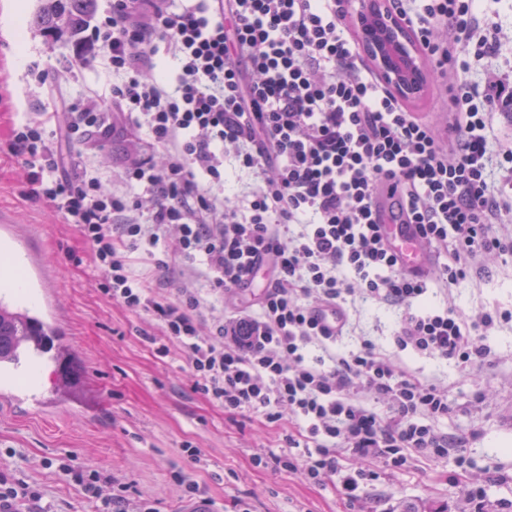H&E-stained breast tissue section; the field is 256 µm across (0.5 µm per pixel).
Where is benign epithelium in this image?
Here are the masks:
<instances>
[{
  "label": "benign epithelium",
  "mask_w": 512,
  "mask_h": 512,
  "mask_svg": "<svg viewBox=\"0 0 512 512\" xmlns=\"http://www.w3.org/2000/svg\"><path fill=\"white\" fill-rule=\"evenodd\" d=\"M371 20L363 31L362 50L381 71L392 91L406 100L421 96L429 80L419 46L387 0H360Z\"/></svg>",
  "instance_id": "1"
}]
</instances>
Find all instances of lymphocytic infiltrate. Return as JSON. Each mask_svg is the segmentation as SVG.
Here are the masks:
<instances>
[{
    "mask_svg": "<svg viewBox=\"0 0 512 512\" xmlns=\"http://www.w3.org/2000/svg\"><path fill=\"white\" fill-rule=\"evenodd\" d=\"M350 0H111L92 26L113 77L51 113L49 123L12 131L35 196L77 225L105 281V294L152 316L158 354L184 350L193 389L225 414L269 424L291 416L281 455L256 464L302 470L313 484L338 480L350 497L370 480L356 457L402 469L420 454L453 449L435 423L451 410L436 382L402 362L440 357L463 371L488 363L484 342L505 312L467 314L424 305L433 285L465 280L475 265L512 256V139L495 115L512 100V75L492 62L512 43L490 0H390L413 30L439 93L437 112L407 108L365 63L346 19ZM166 48L176 85L155 73ZM480 80H472L475 64ZM150 149L105 184L95 169L65 173L60 140L109 137L112 113ZM252 179L242 201L226 198V160ZM498 165L504 184L492 181ZM387 194L435 258L408 274L374 217ZM156 269L180 261L188 280L177 299L137 270L132 252ZM263 283L257 315L236 312L239 291ZM402 308L394 353L363 340L337 354L348 300ZM338 314L337 329L314 315ZM60 471L100 499L101 512H156L125 486L102 496L100 471ZM40 489L0 470V505L37 512Z\"/></svg>",
    "mask_w": 512,
    "mask_h": 512,
    "instance_id": "1",
    "label": "lymphocytic infiltrate"
}]
</instances>
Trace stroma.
Here are the masks:
<instances>
[{"mask_svg":"<svg viewBox=\"0 0 512 512\" xmlns=\"http://www.w3.org/2000/svg\"><path fill=\"white\" fill-rule=\"evenodd\" d=\"M28 28L22 46L0 33V219L23 236L25 249L39 254L57 282L64 313L65 343L71 353L68 377L99 394V409L86 415L69 406L47 416L33 408L0 402V468L38 486L44 512H98L54 465L60 457L112 475L131 497L152 502L157 512H177L185 497L175 479L187 473L204 488L218 512H467L464 485H486L488 512H512V320L487 336L489 365L469 372L438 357H406L408 367L448 391L451 411L436 423L439 431L465 441V465L456 458L414 455L403 470L382 460H351L352 468L374 474L360 498L340 497L333 483L315 485L300 471L255 466V455L281 453L278 432L256 422L233 420L223 407L192 388L180 347L169 343L158 355L145 333H157L152 317L113 303L75 225L64 223L27 182L22 156L10 148L12 128L86 95L105 93L107 77L100 57L75 65L72 43L33 30L40 0H15ZM38 62L49 81H62L57 98L28 95L30 62ZM74 78H65L68 69ZM136 133L127 128L97 143H62L70 174L94 164L108 183H116L126 150ZM430 302L450 303L471 314L485 308L512 312V258L498 260L443 289H431ZM354 330L338 341L340 350L368 339L391 349L400 311L378 303H355ZM201 451L188 456L185 445Z\"/></svg>","mask_w":512,"mask_h":512,"instance_id":"obj_1","label":"stroma"}]
</instances>
